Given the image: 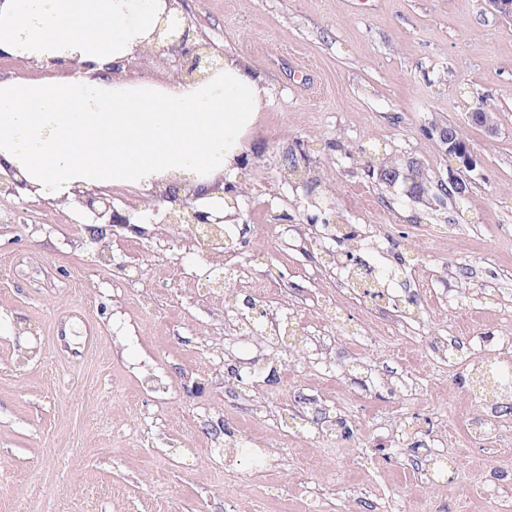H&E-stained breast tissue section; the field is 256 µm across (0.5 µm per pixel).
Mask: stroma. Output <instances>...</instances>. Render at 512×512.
<instances>
[{
    "instance_id": "stroma-1",
    "label": "stroma",
    "mask_w": 512,
    "mask_h": 512,
    "mask_svg": "<svg viewBox=\"0 0 512 512\" xmlns=\"http://www.w3.org/2000/svg\"><path fill=\"white\" fill-rule=\"evenodd\" d=\"M180 24L207 38L206 61L240 57L270 93L249 128L232 183L245 230L227 257L270 287L302 299L296 334L323 333L375 366L369 381L312 375L287 361L262 383L263 412L224 392L232 330L212 324L214 275L202 249L141 240L127 255L116 230L110 259L91 238V214L0 190V512H512V415L507 447L471 440L475 406L459 371L435 367L430 336L456 337L463 358L496 336L512 357V22L485 0H181ZM498 131L472 124L480 102ZM452 124L477 157L464 198L432 189L455 163L428 128ZM414 163L430 191L389 185L378 154ZM300 178L281 181L289 161ZM374 225L364 266L388 267V296L439 276L469 284L444 310L422 308L423 333H372L371 301L340 304L308 272L310 257L269 246L254 230L280 218ZM408 255L393 264V250ZM413 380L393 390L390 378ZM318 395L353 431L314 437L286 430L295 406ZM278 445L260 462L225 467V435ZM455 452V469L428 481L430 447Z\"/></svg>"
}]
</instances>
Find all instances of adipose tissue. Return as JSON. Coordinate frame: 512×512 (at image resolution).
<instances>
[{
  "instance_id": "ef3b65f1",
  "label": "adipose tissue",
  "mask_w": 512,
  "mask_h": 512,
  "mask_svg": "<svg viewBox=\"0 0 512 512\" xmlns=\"http://www.w3.org/2000/svg\"><path fill=\"white\" fill-rule=\"evenodd\" d=\"M165 0H0V55L77 62L41 81H0V168L40 197L109 182H202L234 172L235 144L269 93L245 60L162 84L108 82L107 67L149 41Z\"/></svg>"
}]
</instances>
